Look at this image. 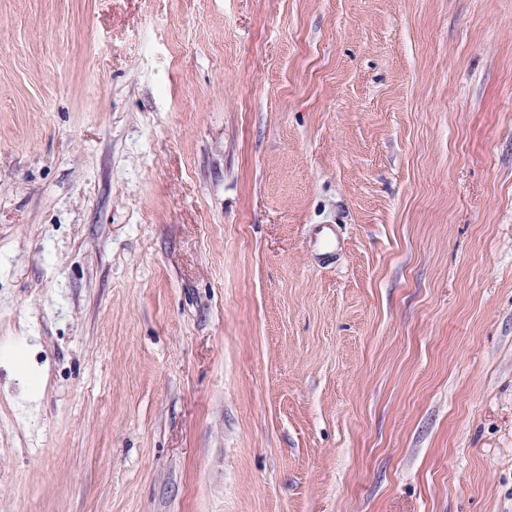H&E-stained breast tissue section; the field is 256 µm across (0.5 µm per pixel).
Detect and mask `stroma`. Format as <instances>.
Here are the masks:
<instances>
[{"label": "stroma", "mask_w": 512, "mask_h": 512, "mask_svg": "<svg viewBox=\"0 0 512 512\" xmlns=\"http://www.w3.org/2000/svg\"><path fill=\"white\" fill-rule=\"evenodd\" d=\"M0 512H512V0H0Z\"/></svg>", "instance_id": "1"}]
</instances>
